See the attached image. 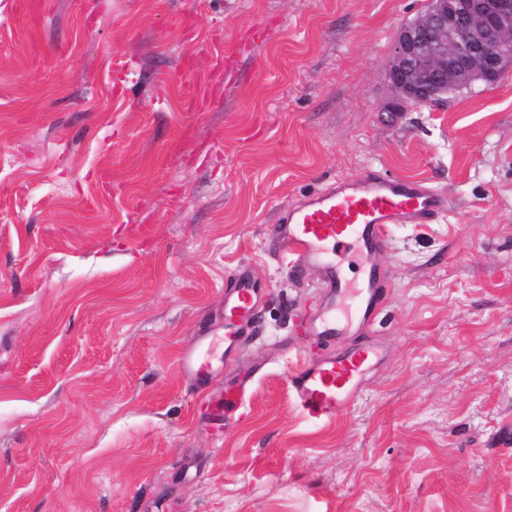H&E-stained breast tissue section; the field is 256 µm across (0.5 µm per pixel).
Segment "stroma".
<instances>
[{"mask_svg": "<svg viewBox=\"0 0 512 512\" xmlns=\"http://www.w3.org/2000/svg\"><path fill=\"white\" fill-rule=\"evenodd\" d=\"M427 7L0 0V512H512V69L387 111ZM366 173L448 211L390 226L379 323L310 335L322 274L272 229ZM241 266L268 291L228 357ZM201 336L204 390L178 366ZM351 345L382 358L308 419L290 375Z\"/></svg>", "mask_w": 512, "mask_h": 512, "instance_id": "obj_1", "label": "stroma"}]
</instances>
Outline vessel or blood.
Returning a JSON list of instances; mask_svg holds the SVG:
<instances>
[{"mask_svg": "<svg viewBox=\"0 0 512 512\" xmlns=\"http://www.w3.org/2000/svg\"><path fill=\"white\" fill-rule=\"evenodd\" d=\"M448 206L445 192L423 182L368 174L331 182L290 207L277 228L276 249L289 269H321L327 286L320 310L308 320L310 331L330 337L372 325L382 293L371 257L386 246L389 226L431 223ZM348 262L360 266L358 280L347 278L343 267ZM265 294L247 268L237 269L224 298L225 354L238 348ZM379 357L378 349L370 347L301 364L289 378V389L306 417L331 420L355 399L364 373ZM178 363L201 384L214 370L199 344L184 349Z\"/></svg>", "mask_w": 512, "mask_h": 512, "instance_id": "vessel-or-blood-1", "label": "vessel or blood"}]
</instances>
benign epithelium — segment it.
<instances>
[{"label": "benign epithelium", "instance_id": "1", "mask_svg": "<svg viewBox=\"0 0 512 512\" xmlns=\"http://www.w3.org/2000/svg\"><path fill=\"white\" fill-rule=\"evenodd\" d=\"M512 67V0H429L403 24L388 79L394 104L430 105L481 79L497 84Z\"/></svg>", "mask_w": 512, "mask_h": 512}]
</instances>
